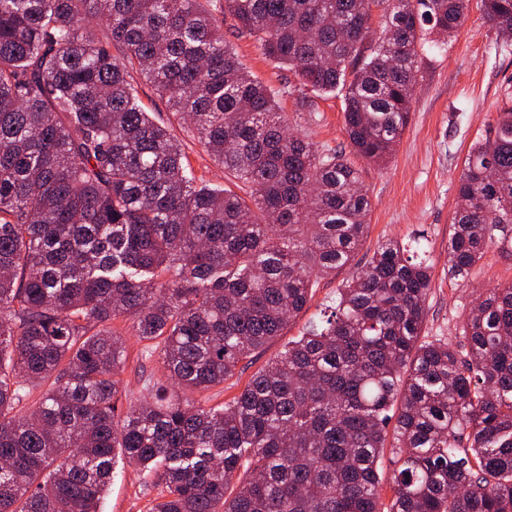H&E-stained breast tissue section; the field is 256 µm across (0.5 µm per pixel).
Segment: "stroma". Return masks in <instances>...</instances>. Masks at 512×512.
<instances>
[{"label": "stroma", "instance_id": "obj_1", "mask_svg": "<svg viewBox=\"0 0 512 512\" xmlns=\"http://www.w3.org/2000/svg\"><path fill=\"white\" fill-rule=\"evenodd\" d=\"M224 38L238 61L254 77L273 88L292 75L258 49L252 38L237 34L231 19L223 21ZM428 67L419 79L411 106V120L393 156L380 165L358 160L361 179L371 201L369 231L355 253L351 267L337 276L319 279L306 308L287 325L281 336L264 349L243 359L233 378L217 387L212 404L229 402L250 377L283 352L288 341L304 332L321 310L330 305L352 266L363 264L379 243L407 241L424 234L429 241L431 290L421 338L462 344L464 320L479 295L497 285L512 283V257L488 250L466 281L448 276V239L457 206V186L470 147L492 134L498 113L512 94V46L502 44L486 21L479 0H471L466 20L447 44L428 52ZM143 106L158 122L169 126L188 158L196 179L222 184L224 171L197 137L170 112L152 84L131 72ZM294 132L313 143L347 148L343 101L330 93L317 100L314 111L301 109L295 96L278 99ZM114 330L125 339L127 359L123 372L121 404L142 400L144 377L162 378L157 358L142 355L143 342L132 334L129 321L116 320ZM158 490L150 478L116 457L112 483L99 504V512H149Z\"/></svg>", "mask_w": 512, "mask_h": 512}]
</instances>
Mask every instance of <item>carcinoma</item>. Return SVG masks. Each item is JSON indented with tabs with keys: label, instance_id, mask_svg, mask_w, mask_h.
<instances>
[{
	"label": "carcinoma",
	"instance_id": "carcinoma-1",
	"mask_svg": "<svg viewBox=\"0 0 512 512\" xmlns=\"http://www.w3.org/2000/svg\"><path fill=\"white\" fill-rule=\"evenodd\" d=\"M481 3L512 42V0ZM468 8L0 0V512H98L117 448L164 486L151 512H512V283L470 309L462 360L420 340L431 274L418 241L379 245L229 404L200 397L350 264L371 208L355 159L393 153L425 44ZM220 13L297 84L246 72ZM131 69L230 185L196 182ZM294 91L308 106L343 94L349 152L291 132L277 97ZM457 199L448 273L464 281L488 247L512 256V105L469 151ZM119 318L161 340L148 355L167 373L121 418Z\"/></svg>",
	"mask_w": 512,
	"mask_h": 512
}]
</instances>
